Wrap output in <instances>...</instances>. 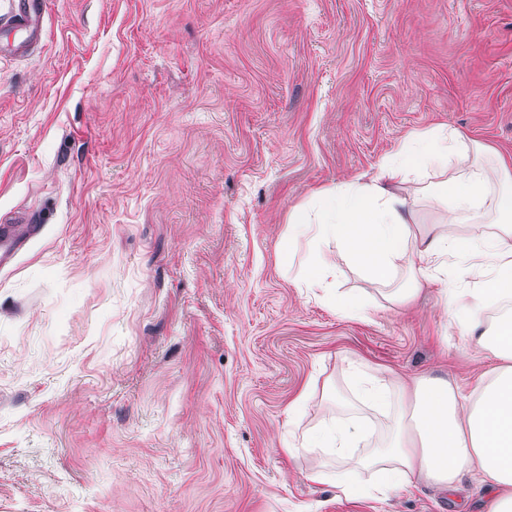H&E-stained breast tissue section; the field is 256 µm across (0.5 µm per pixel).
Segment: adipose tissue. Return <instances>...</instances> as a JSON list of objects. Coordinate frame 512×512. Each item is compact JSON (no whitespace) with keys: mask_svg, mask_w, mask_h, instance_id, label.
Here are the masks:
<instances>
[{"mask_svg":"<svg viewBox=\"0 0 512 512\" xmlns=\"http://www.w3.org/2000/svg\"><path fill=\"white\" fill-rule=\"evenodd\" d=\"M447 223L497 230L455 239ZM287 238L308 241L312 259L336 248L377 281L405 267V299L439 283L451 320L495 360L468 389L445 378L406 381L352 360L335 417L294 447L375 471L371 485L349 473L338 482L350 501L384 499L421 481L454 490L474 471L487 512H512V154L488 153L442 123L412 131L370 178L315 191L290 214ZM463 295L468 305H459ZM367 409L380 421L368 422Z\"/></svg>","mask_w":512,"mask_h":512,"instance_id":"ef3b65f1","label":"adipose tissue"}]
</instances>
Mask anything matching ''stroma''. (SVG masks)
Masks as SVG:
<instances>
[{"mask_svg":"<svg viewBox=\"0 0 512 512\" xmlns=\"http://www.w3.org/2000/svg\"><path fill=\"white\" fill-rule=\"evenodd\" d=\"M441 122L512 152V0H47L0 61V218L41 227L0 268V512H484L475 478L349 501L288 451L353 358L493 365L438 285L322 251L348 318L281 261L305 197Z\"/></svg>","mask_w":512,"mask_h":512,"instance_id":"35a3bbf8","label":"stroma"}]
</instances>
